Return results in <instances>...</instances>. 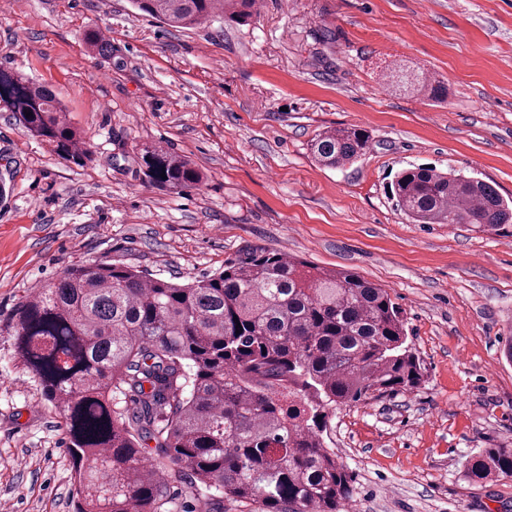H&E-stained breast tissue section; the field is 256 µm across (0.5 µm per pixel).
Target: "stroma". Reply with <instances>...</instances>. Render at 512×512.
Returning <instances> with one entry per match:
<instances>
[{
    "label": "stroma",
    "mask_w": 512,
    "mask_h": 512,
    "mask_svg": "<svg viewBox=\"0 0 512 512\" xmlns=\"http://www.w3.org/2000/svg\"><path fill=\"white\" fill-rule=\"evenodd\" d=\"M395 64L445 99L392 86ZM0 66L53 93L93 151L63 160L0 111V512L76 507L64 427L14 360L32 289L91 260L183 284L249 247L354 272L402 311L421 385L328 415L356 512H512V479L466 475L479 450L512 448V224H414L387 191L431 165L512 200V0H259L249 23L191 29L131 0H0ZM353 125L369 151L319 167L312 139ZM144 143L202 183L148 185Z\"/></svg>",
    "instance_id": "stroma-1"
}]
</instances>
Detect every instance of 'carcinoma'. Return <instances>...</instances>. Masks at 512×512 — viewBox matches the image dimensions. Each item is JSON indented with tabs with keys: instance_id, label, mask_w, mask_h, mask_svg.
Listing matches in <instances>:
<instances>
[{
	"instance_id": "carcinoma-1",
	"label": "carcinoma",
	"mask_w": 512,
	"mask_h": 512,
	"mask_svg": "<svg viewBox=\"0 0 512 512\" xmlns=\"http://www.w3.org/2000/svg\"><path fill=\"white\" fill-rule=\"evenodd\" d=\"M256 2L132 0L173 28L221 16L246 23ZM389 77L431 99L446 93L422 70ZM0 110L60 158L90 157L52 93L1 66ZM369 147L366 130L343 127L316 135L310 153L338 169ZM138 158L151 186L180 194L202 179L191 160L159 145L138 148ZM390 193L417 224H512L495 187L461 172L414 166ZM14 321V358L66 431L76 512H171L173 476L239 512H344L352 477L324 437L328 411L423 377L386 289L259 247L185 285L126 265L75 263L33 291ZM142 439L155 441L159 478L145 468ZM467 476L511 479L512 448L481 450Z\"/></svg>"
}]
</instances>
